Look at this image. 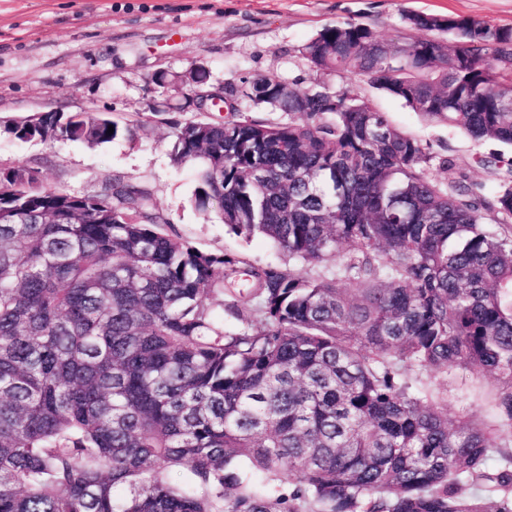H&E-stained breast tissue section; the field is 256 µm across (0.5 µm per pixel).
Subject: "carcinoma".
Masks as SVG:
<instances>
[{
    "mask_svg": "<svg viewBox=\"0 0 512 512\" xmlns=\"http://www.w3.org/2000/svg\"><path fill=\"white\" fill-rule=\"evenodd\" d=\"M404 20L393 42L336 22L301 52L512 147V27ZM254 90L288 121L175 123L173 157L199 166L197 208L293 268L196 249L119 176L76 196L0 172V512H512V448L469 418L448 429L407 379L488 375L512 425V238L487 228L512 224V159L481 160L487 193L364 95ZM10 132L101 145L132 127L42 112Z\"/></svg>",
    "mask_w": 512,
    "mask_h": 512,
    "instance_id": "obj_1",
    "label": "carcinoma"
}]
</instances>
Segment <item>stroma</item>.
Listing matches in <instances>:
<instances>
[{"label":"stroma","instance_id":"obj_1","mask_svg":"<svg viewBox=\"0 0 512 512\" xmlns=\"http://www.w3.org/2000/svg\"><path fill=\"white\" fill-rule=\"evenodd\" d=\"M468 15L512 26V0H0V167L37 170L43 184L93 194L119 175L148 188L168 232L206 252L226 251L257 265H284L273 243L230 233L216 210L193 204L198 168L175 165L170 120L202 114L186 99L190 73L204 69L209 89L269 76L306 91L318 79L301 54L323 27L345 20L391 41L407 34L404 14ZM176 80L157 84L156 74ZM334 87L369 96L389 122L437 156L452 155L472 181L491 183L482 158L499 146L424 121L405 103L358 77L329 76ZM41 112H102L136 125L134 136L90 147L22 141L9 126ZM408 379L448 401V420L485 417L478 393L489 377L466 384L410 368Z\"/></svg>","mask_w":512,"mask_h":512}]
</instances>
